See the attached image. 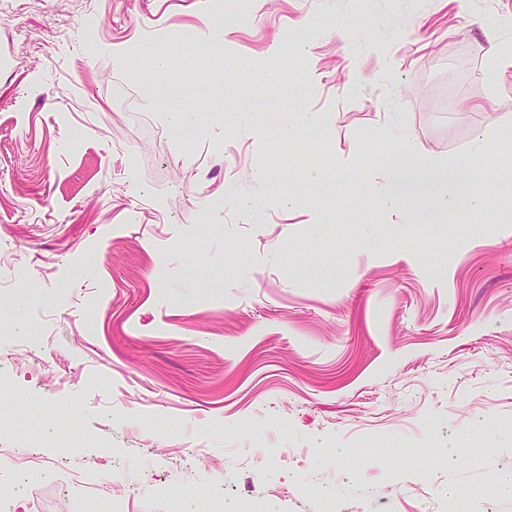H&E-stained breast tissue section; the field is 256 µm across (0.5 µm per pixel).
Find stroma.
<instances>
[{
    "label": "stroma",
    "instance_id": "obj_1",
    "mask_svg": "<svg viewBox=\"0 0 512 512\" xmlns=\"http://www.w3.org/2000/svg\"><path fill=\"white\" fill-rule=\"evenodd\" d=\"M215 3L0 16L26 37L0 43V448L45 458L11 512H210L246 486L319 512L297 484L336 512H512V68L488 79L486 36L512 41V0H249L199 44ZM154 41L164 68L122 55ZM288 123L311 150L280 153ZM429 156L483 207L441 211L432 181L379 208L383 162ZM275 160L288 182L257 181ZM31 343L50 370L20 366Z\"/></svg>",
    "mask_w": 512,
    "mask_h": 512
}]
</instances>
